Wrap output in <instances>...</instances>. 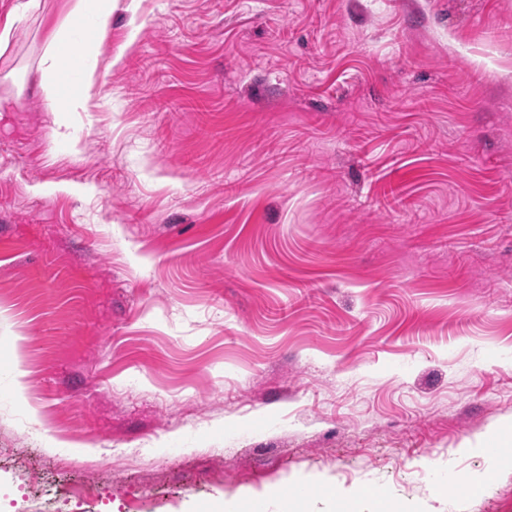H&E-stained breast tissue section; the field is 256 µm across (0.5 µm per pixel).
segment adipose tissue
Wrapping results in <instances>:
<instances>
[{"mask_svg": "<svg viewBox=\"0 0 512 512\" xmlns=\"http://www.w3.org/2000/svg\"><path fill=\"white\" fill-rule=\"evenodd\" d=\"M87 21L97 35H105L112 26V0H74L64 21L65 30ZM68 49L64 34L51 38L39 65V86L53 100L64 107L83 105L93 94L95 78L92 71H85L76 92H64L68 71Z\"/></svg>", "mask_w": 512, "mask_h": 512, "instance_id": "obj_1", "label": "adipose tissue"}]
</instances>
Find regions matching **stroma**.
<instances>
[{"instance_id":"stroma-1","label":"stroma","mask_w":512,"mask_h":512,"mask_svg":"<svg viewBox=\"0 0 512 512\" xmlns=\"http://www.w3.org/2000/svg\"><path fill=\"white\" fill-rule=\"evenodd\" d=\"M19 2L0 467L59 512H512V0H112L84 112L37 84L67 0ZM99 483L100 479L97 472H94L92 476L86 475L79 483L67 490L68 498H73L79 502L95 499L97 497Z\"/></svg>"}]
</instances>
